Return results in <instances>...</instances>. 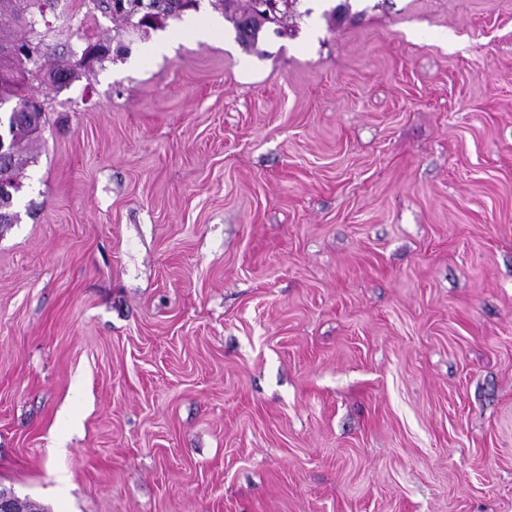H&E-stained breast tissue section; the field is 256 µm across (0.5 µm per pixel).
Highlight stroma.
<instances>
[{"label":"stroma","instance_id":"1","mask_svg":"<svg viewBox=\"0 0 512 512\" xmlns=\"http://www.w3.org/2000/svg\"><path fill=\"white\" fill-rule=\"evenodd\" d=\"M246 0L44 102L0 225V488L45 512H512V0ZM247 2L243 13L234 20L236 38L243 45L254 43L265 24L276 26L275 31L282 33L288 16L296 13V5L300 0H267L266 4H261L265 6L261 11L257 9L258 0H247ZM263 13H268L269 18L263 16Z\"/></svg>","mask_w":512,"mask_h":512}]
</instances>
